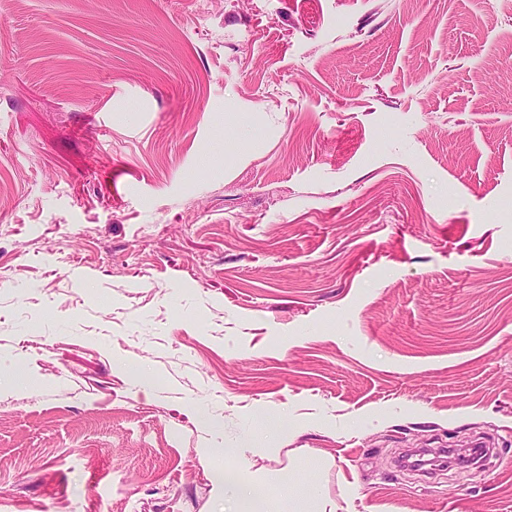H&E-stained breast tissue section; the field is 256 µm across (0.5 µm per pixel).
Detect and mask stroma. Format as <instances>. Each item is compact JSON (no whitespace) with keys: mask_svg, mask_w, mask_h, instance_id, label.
Masks as SVG:
<instances>
[{"mask_svg":"<svg viewBox=\"0 0 512 512\" xmlns=\"http://www.w3.org/2000/svg\"><path fill=\"white\" fill-rule=\"evenodd\" d=\"M18 374L0 512H224L264 427L270 490L512 512V0H5Z\"/></svg>","mask_w":512,"mask_h":512,"instance_id":"obj_1","label":"stroma"}]
</instances>
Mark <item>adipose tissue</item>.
I'll return each instance as SVG.
<instances>
[{"label":"adipose tissue","instance_id":"1","mask_svg":"<svg viewBox=\"0 0 512 512\" xmlns=\"http://www.w3.org/2000/svg\"><path fill=\"white\" fill-rule=\"evenodd\" d=\"M237 454L234 448L217 449L209 457L211 476L224 487V512H338L334 499L313 487H298L287 476L278 494H270L261 474L229 466Z\"/></svg>","mask_w":512,"mask_h":512}]
</instances>
